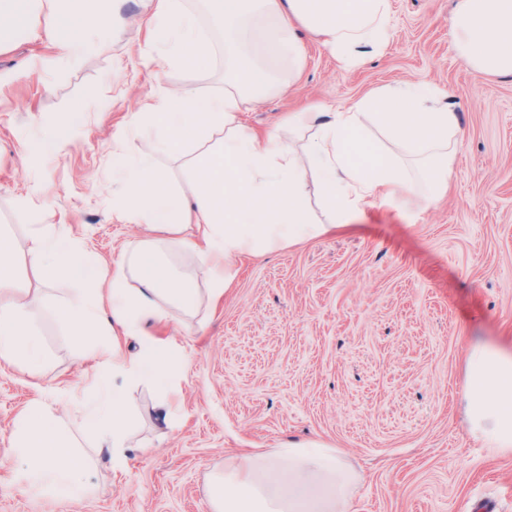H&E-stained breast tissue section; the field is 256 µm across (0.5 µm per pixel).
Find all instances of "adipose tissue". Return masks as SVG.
<instances>
[{
    "label": "adipose tissue",
    "mask_w": 512,
    "mask_h": 512,
    "mask_svg": "<svg viewBox=\"0 0 512 512\" xmlns=\"http://www.w3.org/2000/svg\"><path fill=\"white\" fill-rule=\"evenodd\" d=\"M0 0V50L25 38L46 44L59 62L81 65L111 51L124 27L143 33L136 51L145 64L192 69L211 43L182 0ZM224 52L223 92L201 94L156 85L139 95L113 146L112 220L146 228L123 259L106 269L70 229H39L28 250L35 281L64 287L59 313L75 341L93 344L94 403L81 404L78 429L96 455L121 468L138 452L125 426L127 390L159 391L153 418L175 426L186 358L171 339L144 333L173 311L218 302L243 256H259L359 220L373 202L405 211L448 191L459 149V119L445 90L405 82L376 90L342 112H290L275 130L258 133L240 116L244 96L275 91L258 59L284 63L297 76L312 35L347 69L391 38L390 0H214ZM452 34L458 54L490 75L512 74V0H457ZM148 137V152L129 155L123 142ZM184 160L181 185L160 173L165 160ZM316 182L327 222L315 220L306 187ZM191 255L206 277L169 261ZM11 241L0 236V361L39 374L44 352L31 323L37 288L17 287ZM137 287H129V278ZM465 414L484 447L512 454V352L474 346L464 374ZM13 441L20 480L56 498L79 502L87 492L82 467L66 462L72 443L53 408L29 404ZM354 480L340 450L323 443L292 444L276 453L239 457L208 485L212 512H341Z\"/></svg>",
    "instance_id": "1"
}]
</instances>
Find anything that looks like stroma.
<instances>
[{
	"instance_id": "35a3bbf8",
	"label": "stroma",
	"mask_w": 512,
	"mask_h": 512,
	"mask_svg": "<svg viewBox=\"0 0 512 512\" xmlns=\"http://www.w3.org/2000/svg\"><path fill=\"white\" fill-rule=\"evenodd\" d=\"M454 0H391L383 54L342 68L305 39L301 75L281 90L246 98L259 131L304 106L339 112L369 90L402 81L448 91L460 116L461 149L446 197L410 213L376 204L347 228L262 257H245L216 309L157 327L183 345L176 427L150 419L156 393L128 392L132 441L148 450L124 469L76 448L88 484L76 504L22 484L12 433L34 401L63 424L74 400L93 401L91 348L58 319V292L43 284L34 326L41 377L0 362V512H211L209 479L241 454L319 440L356 473L347 512H512V455L475 440L464 414L470 348L512 347V75L490 77L457 53ZM124 29L111 53L50 71L52 52L19 39L0 52V233L13 245L27 287L30 236L66 225L106 266L144 231L112 221L113 141L136 109L135 92L162 84L201 93L224 89V66L193 71L144 66ZM74 121L58 155L34 156L47 128Z\"/></svg>"
}]
</instances>
